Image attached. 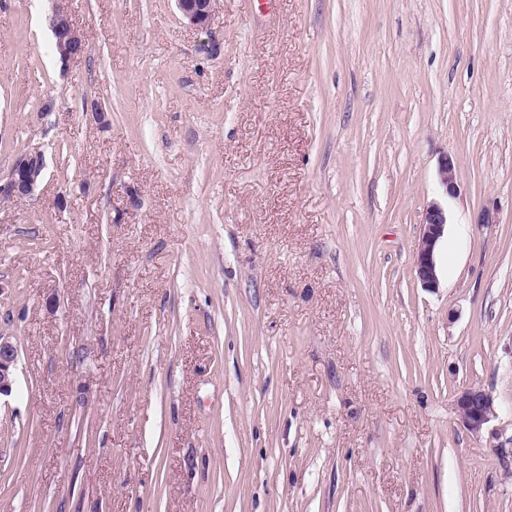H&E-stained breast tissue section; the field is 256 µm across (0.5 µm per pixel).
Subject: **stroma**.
<instances>
[{
	"instance_id": "1",
	"label": "stroma",
	"mask_w": 512,
	"mask_h": 512,
	"mask_svg": "<svg viewBox=\"0 0 512 512\" xmlns=\"http://www.w3.org/2000/svg\"><path fill=\"white\" fill-rule=\"evenodd\" d=\"M35 148L0 512H512V0H0V186ZM215 1L216 0H175L182 16L189 24L200 29L208 27ZM48 25L54 36L56 51L62 65L83 57L85 46L77 35L70 14L63 9H55L48 17ZM455 168V161L452 156L447 154L441 158L438 166V175L447 198L456 197L459 194ZM415 252L414 274L422 288H438L435 255L448 227V207L432 202L425 210ZM459 424L473 436H480L497 416L493 395L481 386L461 388L454 398Z\"/></svg>"
}]
</instances>
